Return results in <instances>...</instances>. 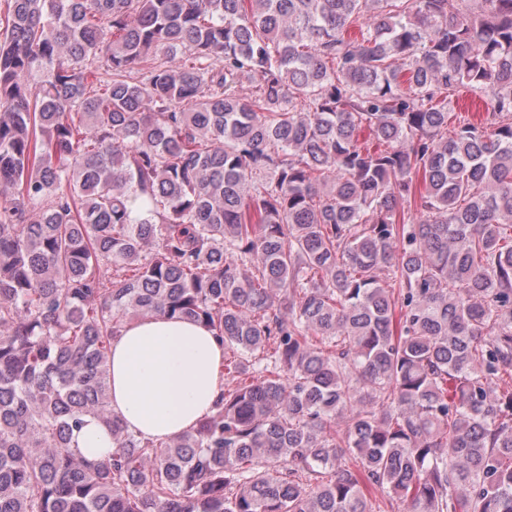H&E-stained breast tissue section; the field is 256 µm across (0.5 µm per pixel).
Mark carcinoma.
<instances>
[{"label":"carcinoma","mask_w":512,"mask_h":512,"mask_svg":"<svg viewBox=\"0 0 512 512\" xmlns=\"http://www.w3.org/2000/svg\"><path fill=\"white\" fill-rule=\"evenodd\" d=\"M0 187V512H512V0H0ZM153 315L239 351L168 442ZM224 346L204 324L157 315L127 323L112 341V409L133 434L169 441L213 411ZM84 426L75 433L72 444L87 459H100L112 453V437L108 428L97 418L88 415L84 418Z\"/></svg>","instance_id":"obj_1"}]
</instances>
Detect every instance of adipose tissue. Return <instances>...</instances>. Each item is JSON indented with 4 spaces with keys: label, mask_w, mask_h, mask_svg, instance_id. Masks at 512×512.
I'll list each match as a JSON object with an SVG mask.
<instances>
[{
    "label": "adipose tissue",
    "mask_w": 512,
    "mask_h": 512,
    "mask_svg": "<svg viewBox=\"0 0 512 512\" xmlns=\"http://www.w3.org/2000/svg\"><path fill=\"white\" fill-rule=\"evenodd\" d=\"M223 362V347L202 323L163 315L127 323L112 341V409L139 437L174 439L212 412ZM72 444L90 460L112 451L108 428L90 415Z\"/></svg>",
    "instance_id": "adipose-tissue-1"
}]
</instances>
